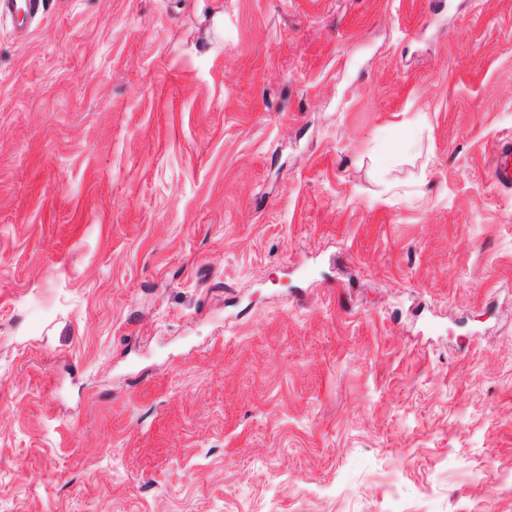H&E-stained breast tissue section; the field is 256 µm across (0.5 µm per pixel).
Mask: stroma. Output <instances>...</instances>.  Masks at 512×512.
<instances>
[{
  "label": "stroma",
  "instance_id": "35a3bbf8",
  "mask_svg": "<svg viewBox=\"0 0 512 512\" xmlns=\"http://www.w3.org/2000/svg\"><path fill=\"white\" fill-rule=\"evenodd\" d=\"M0 16V512H512V0ZM490 180L499 186H512V142L505 141L496 147L489 168Z\"/></svg>",
  "mask_w": 512,
  "mask_h": 512
}]
</instances>
